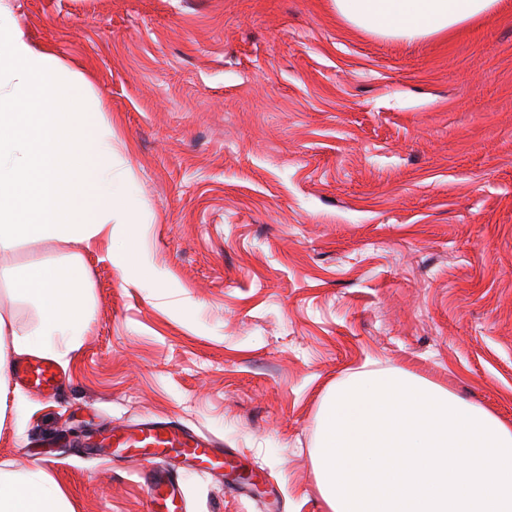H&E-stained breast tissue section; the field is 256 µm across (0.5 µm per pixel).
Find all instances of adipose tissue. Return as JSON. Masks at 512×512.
Wrapping results in <instances>:
<instances>
[{"label":"adipose tissue","mask_w":512,"mask_h":512,"mask_svg":"<svg viewBox=\"0 0 512 512\" xmlns=\"http://www.w3.org/2000/svg\"><path fill=\"white\" fill-rule=\"evenodd\" d=\"M499 0H334L349 24L378 35L417 40L447 32L493 13ZM103 102L87 78L63 66L48 49L29 42L0 2V252L21 240L38 238L90 245L107 241L112 227L125 225L128 244L107 251L121 269H143L148 257L142 230L127 197L134 181L113 145L111 132L86 138L76 175L84 186L81 202L59 217L52 201L60 165L52 143L58 127L83 128L101 113ZM71 280L56 286L55 270L41 264L23 272L0 266V279L14 282L43 309L33 330L21 331L0 315V421L7 412L23 416L29 403L12 394L9 366L15 355L37 354L64 361L79 345L83 321L77 306L89 282L80 254L67 259ZM0 512H73L65 491L42 468L24 474L0 471Z\"/></svg>","instance_id":"obj_1"}]
</instances>
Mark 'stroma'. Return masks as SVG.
<instances>
[{
	"label": "stroma",
	"instance_id": "obj_1",
	"mask_svg": "<svg viewBox=\"0 0 512 512\" xmlns=\"http://www.w3.org/2000/svg\"><path fill=\"white\" fill-rule=\"evenodd\" d=\"M404 42L332 0H8L83 73L134 183L150 271L112 242L27 239L0 264L80 252L87 327L53 395L0 422V469L41 466L74 512H148L151 465L95 447L118 424L211 434L252 474L170 460L181 512H323L327 390L365 359L512 424V0ZM0 313L39 323L0 281Z\"/></svg>",
	"mask_w": 512,
	"mask_h": 512
}]
</instances>
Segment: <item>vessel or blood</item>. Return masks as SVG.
Here are the masks:
<instances>
[{"label":"vessel or blood","mask_w":512,"mask_h":512,"mask_svg":"<svg viewBox=\"0 0 512 512\" xmlns=\"http://www.w3.org/2000/svg\"><path fill=\"white\" fill-rule=\"evenodd\" d=\"M20 382L35 393L55 392L62 374L56 364L41 358H30L16 367ZM108 444L114 448H137L153 460H161L169 452L183 455L190 463H225L226 453L217 438L186 429L173 422L147 421L113 428ZM147 495L154 512H178L183 500L177 479L170 473L155 471L146 481Z\"/></svg>","instance_id":"1"}]
</instances>
